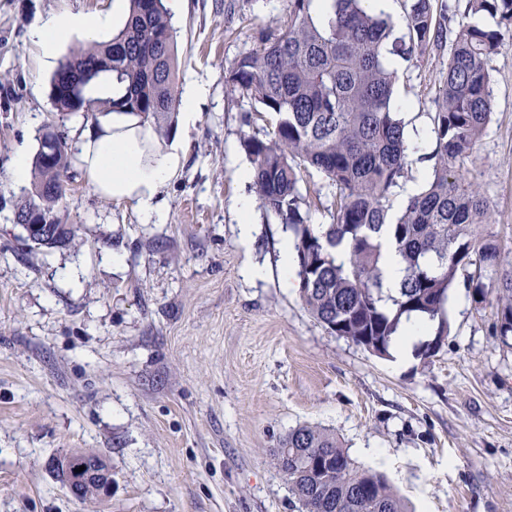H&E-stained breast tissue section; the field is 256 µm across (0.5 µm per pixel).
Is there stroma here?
Returning a JSON list of instances; mask_svg holds the SVG:
<instances>
[{
    "mask_svg": "<svg viewBox=\"0 0 512 512\" xmlns=\"http://www.w3.org/2000/svg\"><path fill=\"white\" fill-rule=\"evenodd\" d=\"M112 0H0V512H297L275 446L289 430L336 434L386 476L411 512H512V336L496 299L452 289L450 334L407 364L331 334L285 287L290 233L261 207L242 242L233 206L259 127L224 73L288 0H186L174 16L176 86L202 84L182 163L158 204L162 223L100 197L70 170L74 239L33 246L14 224L19 149L35 155L56 114L53 67L29 33ZM449 49L398 66L393 97L430 127ZM492 119L462 166L492 206L488 229L512 261V32L488 61ZM263 269L254 278L250 269ZM100 454L112 494L83 501L45 460Z\"/></svg>",
    "mask_w": 512,
    "mask_h": 512,
    "instance_id": "35a3bbf8",
    "label": "stroma"
}]
</instances>
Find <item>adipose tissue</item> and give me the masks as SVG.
Returning <instances> with one entry per match:
<instances>
[{"label":"adipose tissue","mask_w":512,"mask_h":512,"mask_svg":"<svg viewBox=\"0 0 512 512\" xmlns=\"http://www.w3.org/2000/svg\"><path fill=\"white\" fill-rule=\"evenodd\" d=\"M125 9V0H114L108 13L56 14L33 28L31 40L48 64L71 33H99ZM77 161L99 196L134 202L150 221L160 215L156 201L178 172L181 156L177 146L154 142L151 125L139 116L111 112L101 115L93 130L82 133Z\"/></svg>","instance_id":"adipose-tissue-1"}]
</instances>
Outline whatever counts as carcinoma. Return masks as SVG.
I'll return each instance as SVG.
<instances>
[{"instance_id": "1", "label": "carcinoma", "mask_w": 512, "mask_h": 512, "mask_svg": "<svg viewBox=\"0 0 512 512\" xmlns=\"http://www.w3.org/2000/svg\"><path fill=\"white\" fill-rule=\"evenodd\" d=\"M369 2L288 0L287 24L262 32L225 72L227 92L254 101L255 119L269 125L265 137L244 142L260 206L291 232L300 299L330 333L362 348L378 343L388 355L402 316L437 319L436 335L421 348L428 359L449 335L442 318L449 291L466 288L484 303L487 281L496 275L497 287L511 297L497 311V328L512 335V268H504L501 248L487 230L492 206L459 173L491 120L487 60L503 46L501 28H512V0H467L434 99L432 174L397 213L390 197L405 177L409 144L392 106L394 64L445 47L448 13L456 6L401 0L399 28ZM478 14L491 16L495 26L468 22ZM92 61L112 63V74L61 89L63 76ZM175 74L165 0H130L110 40L60 60L51 97L61 121L40 137L31 188L14 211L17 224L39 208L56 225L51 236L31 232L32 244L53 249L71 240L62 214L72 168L65 119L131 112L163 139L180 106ZM304 168L321 173L335 189L331 222L318 228L301 192ZM386 231L405 271L398 296L387 298L391 309L379 266ZM342 243L349 258L338 264L334 250ZM276 458L299 512H409L383 474L360 468L325 429L289 431L277 443Z\"/></svg>"}]
</instances>
